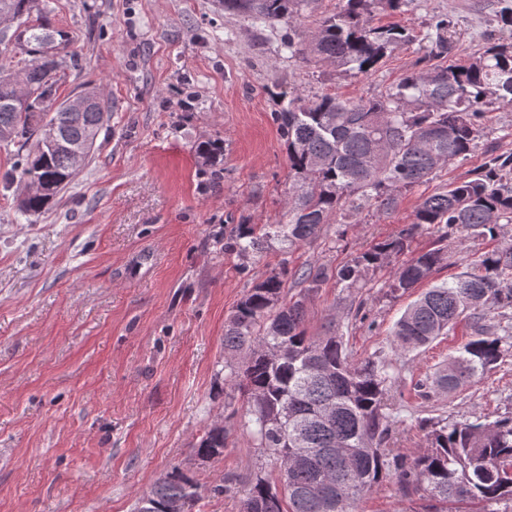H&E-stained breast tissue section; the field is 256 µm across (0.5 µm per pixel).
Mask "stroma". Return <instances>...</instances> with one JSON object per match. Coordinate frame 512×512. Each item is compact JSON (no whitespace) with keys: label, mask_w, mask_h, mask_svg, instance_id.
I'll return each mask as SVG.
<instances>
[{"label":"stroma","mask_w":512,"mask_h":512,"mask_svg":"<svg viewBox=\"0 0 512 512\" xmlns=\"http://www.w3.org/2000/svg\"><path fill=\"white\" fill-rule=\"evenodd\" d=\"M53 22L72 54L60 96L92 85L115 103L107 132L74 181L38 215L0 187V512H133L139 494L173 468L229 493L203 495L195 512H240L258 472H272L244 425L246 404L227 381L224 325L247 291L280 266L339 269L412 223L422 198L473 178L488 154H512V106L492 105L467 159L436 170L397 206L365 209L359 223L323 225L291 252L271 243L243 256L226 249L238 224L286 222L293 180L274 112L280 92L345 99L377 95L420 58L449 17L460 60L512 43L497 0H408L377 9V25L410 30L412 43L375 71L339 76L290 57L283 30L224 13L218 0H54ZM192 94L193 107L176 102ZM491 239L417 235L412 252L446 260L411 292L391 293L395 270H370L359 287L337 281L304 296L287 278L283 299L303 300L308 335L338 331L353 362L392 357L391 402L401 419L390 447L415 455L431 423L512 415V337L502 363L457 390L421 397L470 335L476 316L418 351L393 357L392 331L426 289L473 269ZM223 421V456L196 458L208 425ZM357 512H423L384 478Z\"/></svg>","instance_id":"obj_1"}]
</instances>
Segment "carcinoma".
Wrapping results in <instances>:
<instances>
[{
  "instance_id": "cac0c4a2",
  "label": "carcinoma",
  "mask_w": 512,
  "mask_h": 512,
  "mask_svg": "<svg viewBox=\"0 0 512 512\" xmlns=\"http://www.w3.org/2000/svg\"><path fill=\"white\" fill-rule=\"evenodd\" d=\"M224 11L286 26L283 46L290 57L332 67L338 75L364 74L411 41L401 26H375V6L397 11L405 0H339L336 12L306 34L300 31L312 0H221ZM0 0V15L16 27L0 28V56L25 55L24 66L0 63V147L15 144V165L3 175L22 191L20 209L41 212L79 173L66 145L94 149L108 127L112 106L95 97L85 110L58 100L64 76L58 50L70 38L54 27L48 0ZM425 54L415 68L383 93L356 99L332 94L305 97L281 92L288 103L274 113L287 143L294 193L284 224L241 225L231 247L257 253L277 240L290 249L316 238L322 225L340 212L359 223L366 207L386 213L400 195L427 180L450 161L466 158L482 132L486 109L512 105V45L491 43L467 61L452 57L449 22L436 21ZM512 224V156L490 155L481 171L447 191L422 199L413 223L358 253L334 272L324 265L294 272L307 295L336 278L354 288L369 270L409 250L414 234L436 226L442 237L465 231L494 236ZM444 261L441 249L419 252L397 267L391 292L406 293ZM479 273L436 286L415 300L396 322L392 349L404 354L448 334L466 311L512 310V243L475 259ZM288 268L273 272L249 289L224 330L225 367L232 385L247 398V428L258 447L276 464V477L258 475L241 512H353V505L386 475L407 494L421 492L426 512H448L449 504L512 502V417L492 422L468 420L434 425L429 447L414 458L386 447L397 423L388 393L392 363L368 359L353 363L341 337L312 338L304 328L302 301L281 303ZM502 359L501 340L478 325L450 356L451 369L435 384L449 390ZM225 428L212 424L196 448L199 456L223 455ZM305 448L298 463L293 448ZM195 480L175 468L140 497L135 512H162L174 500L193 512Z\"/></svg>"
}]
</instances>
